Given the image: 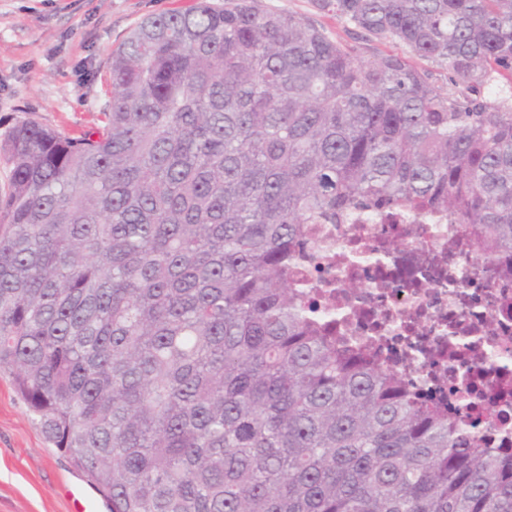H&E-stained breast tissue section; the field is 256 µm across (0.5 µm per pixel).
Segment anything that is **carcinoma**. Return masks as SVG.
<instances>
[{
  "instance_id": "1",
  "label": "carcinoma",
  "mask_w": 512,
  "mask_h": 512,
  "mask_svg": "<svg viewBox=\"0 0 512 512\" xmlns=\"http://www.w3.org/2000/svg\"><path fill=\"white\" fill-rule=\"evenodd\" d=\"M319 3L402 51L195 0L112 50L98 124L0 142V373L111 512H512V450L291 286L308 225L360 208L512 254V0Z\"/></svg>"
}]
</instances>
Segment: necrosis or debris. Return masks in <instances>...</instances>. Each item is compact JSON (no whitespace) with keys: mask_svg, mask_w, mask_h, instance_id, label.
I'll return each instance as SVG.
<instances>
[{"mask_svg":"<svg viewBox=\"0 0 512 512\" xmlns=\"http://www.w3.org/2000/svg\"><path fill=\"white\" fill-rule=\"evenodd\" d=\"M336 333L492 447L512 445V275L482 274L462 225L439 211L319 224L298 266Z\"/></svg>","mask_w":512,"mask_h":512,"instance_id":"4bbe7bcc","label":"necrosis or debris"}]
</instances>
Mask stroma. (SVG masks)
I'll use <instances>...</instances> for the list:
<instances>
[{
  "label": "stroma",
  "mask_w": 512,
  "mask_h": 512,
  "mask_svg": "<svg viewBox=\"0 0 512 512\" xmlns=\"http://www.w3.org/2000/svg\"><path fill=\"white\" fill-rule=\"evenodd\" d=\"M193 0H0V140L32 118L61 132L97 123L110 97L113 49L144 18ZM351 42L348 24L317 0H260ZM95 512L109 505L68 454L47 442L8 374L0 375V512Z\"/></svg>",
  "instance_id": "1"
}]
</instances>
